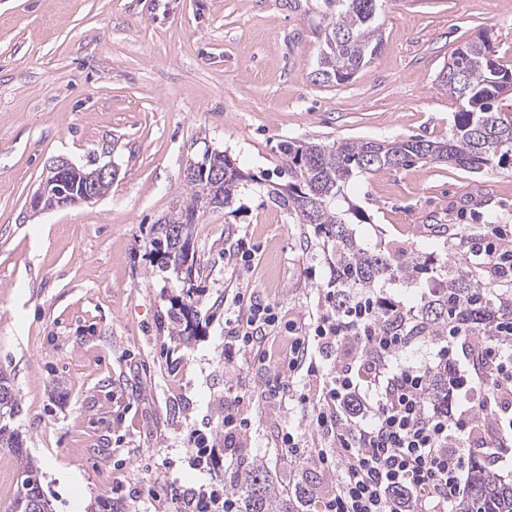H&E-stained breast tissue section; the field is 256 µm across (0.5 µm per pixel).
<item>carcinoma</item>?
<instances>
[{"instance_id":"cac0c4a2","label":"carcinoma","mask_w":512,"mask_h":512,"mask_svg":"<svg viewBox=\"0 0 512 512\" xmlns=\"http://www.w3.org/2000/svg\"><path fill=\"white\" fill-rule=\"evenodd\" d=\"M382 0H326L327 21L324 36L341 33L336 50L321 46L318 68L312 80L342 84L354 77L378 52L379 10ZM439 83L461 104L448 138L431 141L410 138L397 142H290L285 146L283 174L288 182L269 190L279 208L295 216L300 224L324 229L331 247L330 261L336 272L332 298L336 312L346 311L372 289L396 282L425 263L420 257L408 260L403 255H384L366 250L358 243L352 225L363 223L364 216L346 195L350 180L357 174L385 167L407 166L417 161L446 160L475 172L500 165L512 153V113L503 112L496 102L504 86L512 83V69L499 63L494 46L485 33L459 45L439 75ZM214 169L224 170V180L210 181ZM250 177L222 151L205 150L199 175L184 176L186 194L157 221L150 240V253L161 272L176 275V281L191 298L194 276L176 274V263L183 256L185 242L175 229L198 223L195 214L202 195L210 196L212 208L230 207ZM439 287L416 312L404 317L406 336H442L448 327L459 325L483 336L495 334L502 316L512 314V288L503 289L497 300L483 298L484 282L480 268L470 262L442 265ZM172 330L178 336L197 333L192 308L183 303L171 308ZM448 365L430 375L426 398L433 405L448 407ZM17 395L0 377V448L10 449L23 463L20 487L9 512H37L40 503L53 512L36 469L26 460L24 441L10 426L18 412ZM236 494L243 512H296L291 499L284 498L261 465L246 468L236 483ZM454 512H512V479L491 470L483 457L474 454L468 472L466 492Z\"/></svg>"}]
</instances>
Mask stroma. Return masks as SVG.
<instances>
[{"mask_svg": "<svg viewBox=\"0 0 512 512\" xmlns=\"http://www.w3.org/2000/svg\"><path fill=\"white\" fill-rule=\"evenodd\" d=\"M325 11L324 0H0V373L55 512H143L128 492L148 484L167 512L169 483L221 490L251 465L299 493V512L335 486L331 471L280 451L288 431L322 446L311 404L323 377L297 383L301 408L267 394L333 292L323 233L267 194L283 180L281 147L447 139L459 105L438 75L482 32L512 67V0H385L378 53L341 85L309 78ZM208 147L256 180L234 210H208L194 228L200 332L186 341L168 329L179 290L152 266L149 240ZM59 156L117 175L95 203L33 214L29 198ZM349 196L372 251L443 263L489 215L512 228L511 163L383 168L357 175ZM242 241L251 262L236 257ZM245 290L282 326L264 354L228 369L224 300ZM228 397L251 424L230 449ZM200 432L216 445L201 472L185 462Z\"/></svg>", "mask_w": 512, "mask_h": 512, "instance_id": "obj_1", "label": "stroma"}]
</instances>
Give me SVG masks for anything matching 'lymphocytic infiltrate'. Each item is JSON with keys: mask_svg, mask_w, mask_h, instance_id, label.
Masks as SVG:
<instances>
[{"mask_svg": "<svg viewBox=\"0 0 512 512\" xmlns=\"http://www.w3.org/2000/svg\"><path fill=\"white\" fill-rule=\"evenodd\" d=\"M472 256L493 281L512 279V241L501 225H487ZM278 322L274 306L253 293H237L224 319L225 364L264 347ZM507 342H512V318L494 343L479 349L488 369L479 379L480 409L499 413L512 400V355L502 349ZM405 343V336L385 326L370 297L339 315L321 313L309 335L295 342L286 361L291 380L319 373L325 357L341 345L356 350L352 361L328 373L315 410L316 430L329 443L316 462L336 472V488L322 499L321 512H452L470 461L463 441L473 440L492 465L512 451L506 436L474 438L476 414L464 411L455 418L427 409L426 368L398 362Z\"/></svg>", "mask_w": 512, "mask_h": 512, "instance_id": "f902f5d3", "label": "lymphocytic infiltrate"}]
</instances>
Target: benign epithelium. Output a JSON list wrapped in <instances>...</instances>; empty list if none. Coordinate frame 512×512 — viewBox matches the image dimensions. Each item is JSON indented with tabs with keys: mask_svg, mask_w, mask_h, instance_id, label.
Listing matches in <instances>:
<instances>
[{
	"mask_svg": "<svg viewBox=\"0 0 512 512\" xmlns=\"http://www.w3.org/2000/svg\"><path fill=\"white\" fill-rule=\"evenodd\" d=\"M112 166L103 165L85 171L65 157L53 159L46 167L39 188L29 201L34 213L63 208L81 203H91L97 199L98 183L113 178Z\"/></svg>",
	"mask_w": 512,
	"mask_h": 512,
	"instance_id": "7a95c632",
	"label": "benign epithelium"
}]
</instances>
